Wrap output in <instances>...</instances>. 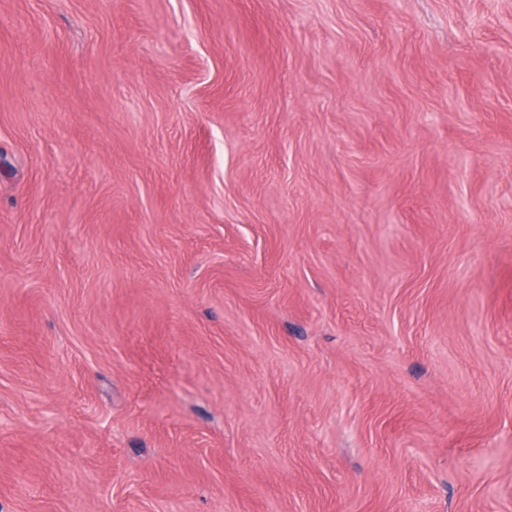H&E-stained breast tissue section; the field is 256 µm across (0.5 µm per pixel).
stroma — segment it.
<instances>
[{
	"mask_svg": "<svg viewBox=\"0 0 512 512\" xmlns=\"http://www.w3.org/2000/svg\"><path fill=\"white\" fill-rule=\"evenodd\" d=\"M0 512H512V0H0Z\"/></svg>",
	"mask_w": 512,
	"mask_h": 512,
	"instance_id": "obj_1",
	"label": "stroma"
}]
</instances>
